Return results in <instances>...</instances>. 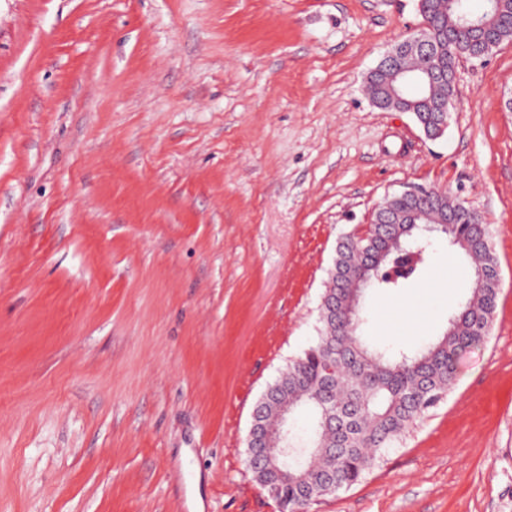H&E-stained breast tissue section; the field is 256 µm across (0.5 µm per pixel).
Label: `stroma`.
<instances>
[{
  "mask_svg": "<svg viewBox=\"0 0 512 512\" xmlns=\"http://www.w3.org/2000/svg\"><path fill=\"white\" fill-rule=\"evenodd\" d=\"M420 21L416 0H0V512H279L253 410L314 338L340 235L414 186L485 218L490 335L310 512H512V44L459 61L430 140L363 86ZM427 280L431 319L402 323ZM470 289L436 241L367 293L362 334L417 349Z\"/></svg>",
  "mask_w": 512,
  "mask_h": 512,
  "instance_id": "obj_1",
  "label": "stroma"
}]
</instances>
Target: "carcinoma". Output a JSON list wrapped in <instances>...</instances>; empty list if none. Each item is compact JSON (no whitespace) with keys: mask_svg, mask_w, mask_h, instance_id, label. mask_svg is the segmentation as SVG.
Here are the masks:
<instances>
[{"mask_svg":"<svg viewBox=\"0 0 512 512\" xmlns=\"http://www.w3.org/2000/svg\"><path fill=\"white\" fill-rule=\"evenodd\" d=\"M462 15H472L466 0H422L421 18L428 24L432 50L404 66L450 74L460 59H474L477 32L460 20ZM480 17L485 43L512 40V0H486ZM447 92L446 85L420 92L427 100L423 121L434 118V108ZM388 208L409 215L414 201L410 195H396L379 207L373 224L339 237L321 295L316 339L288 361L256 405L257 421L267 429L277 424L279 408L287 402L295 415L306 409L320 415L322 400L332 408L327 423L308 436L291 431L288 446L296 452L280 468L261 462L251 467L280 486L282 512H300L333 494L327 483L331 477L338 492L363 479L448 394L459 353L488 338L499 295L495 276L472 288L448 317L446 330L417 351L392 354L360 335L367 292H398L420 273L439 237L468 259L473 272L498 267L489 232L477 225L482 216L469 205L443 200L418 224L383 223ZM451 208L457 214L453 229L433 223Z\"/></svg>","mask_w":512,"mask_h":512,"instance_id":"cac0c4a2","label":"carcinoma"}]
</instances>
